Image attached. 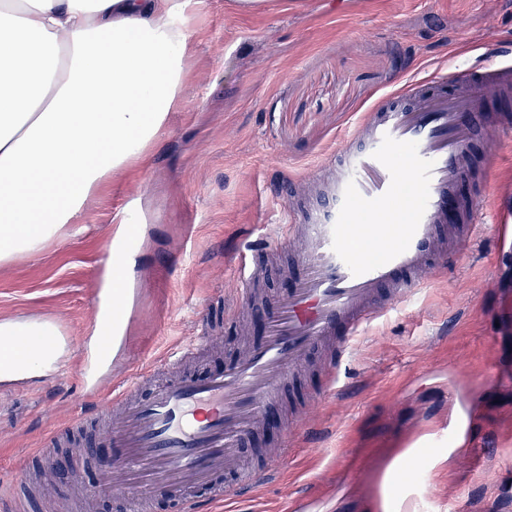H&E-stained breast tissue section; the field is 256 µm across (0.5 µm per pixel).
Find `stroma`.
Listing matches in <instances>:
<instances>
[{"label": "stroma", "instance_id": "1", "mask_svg": "<svg viewBox=\"0 0 512 512\" xmlns=\"http://www.w3.org/2000/svg\"><path fill=\"white\" fill-rule=\"evenodd\" d=\"M196 51L182 108L146 162L91 196L81 223L40 255L0 267V319L54 317L73 343L61 368L0 384V481L50 471L55 458L91 457L104 435L94 422L104 394L148 359L197 336L207 342L165 383L219 373L250 343L255 311L296 285L300 247L288 242L262 264L258 294L242 293L233 260L255 226L275 227L293 209L307 217L334 176L336 153L372 107L402 85L451 73L512 39V0H271L243 12L206 0L191 24ZM479 160L460 181L464 196L490 184L481 222L420 296L375 321L341 372L342 390L316 411L294 414L318 395L322 362L310 354L269 408L276 433L255 426L243 454L280 453L282 473L221 512H378L381 493L409 495L415 512H512V233L493 230L512 206V127L476 133ZM494 167H487L489 155ZM139 228L129 268L128 322L110 369L92 379L86 340L96 323L93 270L112 242L114 218L130 199ZM80 411L84 424L49 454L32 458L48 426ZM298 420L296 446L284 429ZM448 451L426 490L413 479L382 485L391 458L413 446ZM100 467L66 489L48 484L23 512H119L129 491L90 496Z\"/></svg>", "mask_w": 512, "mask_h": 512}]
</instances>
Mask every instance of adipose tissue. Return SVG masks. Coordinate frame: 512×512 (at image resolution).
Masks as SVG:
<instances>
[{
    "label": "adipose tissue",
    "mask_w": 512,
    "mask_h": 512,
    "mask_svg": "<svg viewBox=\"0 0 512 512\" xmlns=\"http://www.w3.org/2000/svg\"><path fill=\"white\" fill-rule=\"evenodd\" d=\"M204 0H0V265L37 256L184 101ZM50 321L0 320V382L54 370Z\"/></svg>",
    "instance_id": "adipose-tissue-1"
}]
</instances>
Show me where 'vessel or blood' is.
I'll return each mask as SVG.
<instances>
[{"label": "vessel or blood", "mask_w": 512, "mask_h": 512, "mask_svg": "<svg viewBox=\"0 0 512 512\" xmlns=\"http://www.w3.org/2000/svg\"><path fill=\"white\" fill-rule=\"evenodd\" d=\"M510 85L512 61L494 59L450 79L409 82L374 106L340 151L341 175L312 223L282 227L304 245L302 276L271 317L266 340L224 373L184 378L142 398L137 390L150 376L143 370L100 401L115 464L102 472L97 493L113 492L121 479L181 493L182 512H202L192 489L210 485L235 460L289 369L331 339L336 351L325 363V392L334 394L352 340L434 272L435 242L451 211L477 223L478 204L459 208L463 148L479 102ZM266 249L262 241L243 244L235 260L240 281L250 280L255 256ZM279 475L276 463L237 470L211 501L238 497Z\"/></svg>", "instance_id": "1"}]
</instances>
